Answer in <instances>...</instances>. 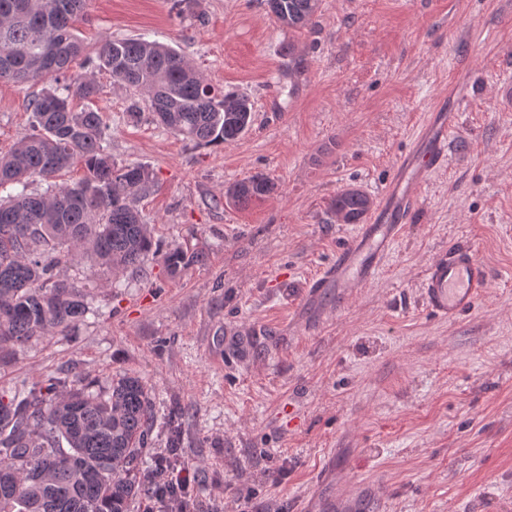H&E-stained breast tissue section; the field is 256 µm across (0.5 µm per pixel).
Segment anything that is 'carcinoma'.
<instances>
[{
  "label": "carcinoma",
  "instance_id": "carcinoma-1",
  "mask_svg": "<svg viewBox=\"0 0 512 512\" xmlns=\"http://www.w3.org/2000/svg\"><path fill=\"white\" fill-rule=\"evenodd\" d=\"M87 0H0V80L50 88L30 102L32 133L0 153V352L39 336L63 333L90 312L86 289L57 278L56 269L85 257L114 271L137 267L157 253L138 201L154 186L141 163L117 164L104 148L100 111H76L74 98L93 101L100 88L72 63L88 58L74 28ZM288 28L312 21L318 0H266ZM99 66L141 95L167 131L196 145L241 138L252 124L248 98L209 83L173 47L142 37L106 39ZM80 164L85 177L57 184ZM42 191H31L34 181ZM262 174L236 182L227 196L247 206L273 194ZM336 215L357 224L370 198L346 189L333 200ZM155 407L139 378L119 375L93 390L77 378L44 388L22 387L0 397V512H130L151 494L141 476L152 445Z\"/></svg>",
  "mask_w": 512,
  "mask_h": 512
}]
</instances>
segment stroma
<instances>
[{"label":"stroma","instance_id":"35a3bbf8","mask_svg":"<svg viewBox=\"0 0 512 512\" xmlns=\"http://www.w3.org/2000/svg\"><path fill=\"white\" fill-rule=\"evenodd\" d=\"M88 50L109 37L167 43L206 79L246 95L242 138L197 145L130 117L132 89L102 70L94 101L120 163L148 166L139 202L161 251L114 274L73 263L94 310L62 335L0 355L20 383L140 376L156 411L149 463L182 412L181 462L200 512H297L366 479L382 512H512V0H320L291 29L263 0H87ZM467 72V100L448 97ZM39 86L0 81V152L31 130ZM460 111L448 164L366 288L301 299L357 231L331 201L377 198L433 105ZM256 173L276 193L240 207ZM473 244L490 286L459 321H435L418 283L429 259ZM191 261L170 272L163 253ZM331 462L335 476L324 477ZM276 189V184L270 178L256 174L236 182L226 194L236 205L247 206L255 200L270 196Z\"/></svg>","mask_w":512,"mask_h":512}]
</instances>
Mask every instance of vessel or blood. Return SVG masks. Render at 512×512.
<instances>
[{"label":"vessel or blood","instance_id":"b4317fda","mask_svg":"<svg viewBox=\"0 0 512 512\" xmlns=\"http://www.w3.org/2000/svg\"><path fill=\"white\" fill-rule=\"evenodd\" d=\"M456 112L427 113L411 147L400 158L377 208L367 224L339 249L334 260L305 285L310 298L335 291L337 306H344L354 291L376 277L396 240L419 203V188L428 175L448 164V139L459 127ZM490 283L486 265L475 248L463 246L433 256L426 267L421 295L427 312L452 323L471 311ZM381 500L377 485L359 484L349 495H340L325 505V512H375Z\"/></svg>","mask_w":512,"mask_h":512}]
</instances>
